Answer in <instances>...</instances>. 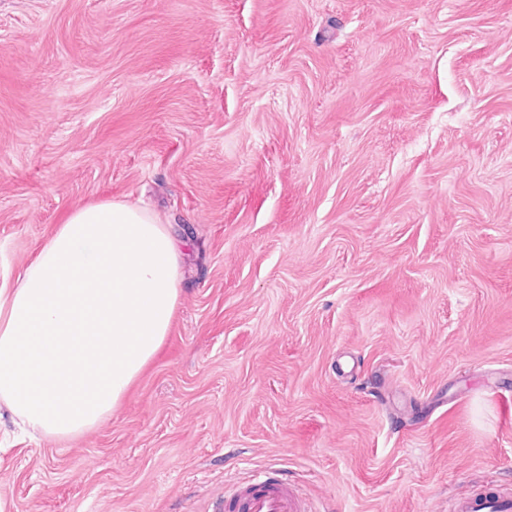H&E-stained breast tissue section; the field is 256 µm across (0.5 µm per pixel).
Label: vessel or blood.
<instances>
[{"instance_id": "1", "label": "vessel or blood", "mask_w": 512, "mask_h": 512, "mask_svg": "<svg viewBox=\"0 0 512 512\" xmlns=\"http://www.w3.org/2000/svg\"><path fill=\"white\" fill-rule=\"evenodd\" d=\"M222 512H310L295 486L278 480L242 483ZM448 512H512V489L484 486L454 497Z\"/></svg>"}]
</instances>
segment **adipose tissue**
Masks as SVG:
<instances>
[{"label": "adipose tissue", "instance_id": "obj_1", "mask_svg": "<svg viewBox=\"0 0 512 512\" xmlns=\"http://www.w3.org/2000/svg\"><path fill=\"white\" fill-rule=\"evenodd\" d=\"M178 246L150 212L75 206L0 288V401L22 426L66 438L111 414L168 335Z\"/></svg>", "mask_w": 512, "mask_h": 512}]
</instances>
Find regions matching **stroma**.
<instances>
[{"instance_id":"stroma-1","label":"stroma","mask_w":512,"mask_h":512,"mask_svg":"<svg viewBox=\"0 0 512 512\" xmlns=\"http://www.w3.org/2000/svg\"><path fill=\"white\" fill-rule=\"evenodd\" d=\"M178 238L112 414H0V512L512 487V0H0V288L80 204ZM219 512H310L295 486L278 480L253 479L224 498Z\"/></svg>"}]
</instances>
